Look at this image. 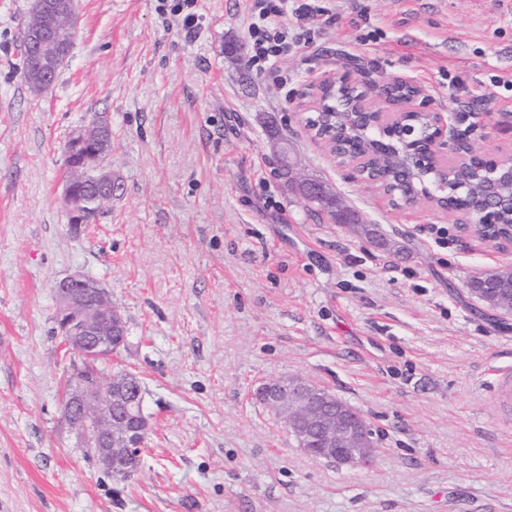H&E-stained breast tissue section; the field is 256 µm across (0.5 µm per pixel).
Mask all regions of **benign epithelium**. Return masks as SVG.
I'll return each mask as SVG.
<instances>
[{
    "label": "benign epithelium",
    "mask_w": 512,
    "mask_h": 512,
    "mask_svg": "<svg viewBox=\"0 0 512 512\" xmlns=\"http://www.w3.org/2000/svg\"><path fill=\"white\" fill-rule=\"evenodd\" d=\"M33 6L44 23L31 28L28 42L37 61V70L50 83L57 64L68 59L72 50L71 45L59 42L56 23L63 22L70 29H75L77 0H33ZM358 75L359 68L355 66L351 72L337 79L327 77L321 80L312 89L334 87L338 83L354 85L363 93L362 104L368 107L371 105L370 96L387 98L386 89L395 83L392 79L371 92ZM406 85L413 92L393 103L396 111L370 113L374 126L387 135L401 127L409 143L423 134L429 136L431 157H419L411 149L398 156L395 162L398 178L412 179L416 168L425 164L444 169L448 177L452 170L448 169L447 154L454 157L453 163L457 167L484 168L486 159L470 149L463 138L448 136L452 122L474 119L476 113L419 111L414 104L423 95V90L409 81ZM445 147L448 148L446 154L442 152ZM272 152L280 166L288 168L287 187L290 191L315 208L334 209L330 188L314 179L293 176L294 163L290 161L288 151L275 140L272 141ZM68 155L75 161V167L100 173L97 189L105 191L112 188L107 159L96 152L87 130L82 129L71 138ZM63 193L71 214V227L76 230L86 221L89 210L87 191L79 189L78 183L68 178L64 180ZM500 208L512 211V157L509 155L493 163L481 193L469 209L457 210L448 203L442 206L450 216H465L458 224L463 236L476 235L492 247L504 250L512 248V235L506 239L494 237L484 229L494 221V212ZM336 223L359 224L361 219L344 207L336 210ZM53 288L58 302L57 335L66 351L79 358L87 354L105 358L114 356L118 352L114 347V337L127 335L126 326L101 282L85 274H74L55 282ZM117 391L126 394L133 403L140 398L139 386L129 376L117 380L111 376L90 375L66 395L65 417L76 430L80 445L92 449L105 472L119 480L130 464L142 456L149 419L135 409L124 414L113 412L112 395ZM258 392L265 403L283 418L285 426L307 454L325 456L337 466L349 468L366 466L374 457L378 444L370 423L344 400L332 399L328 388L295 376L264 382ZM315 441L321 447H312Z\"/></svg>",
    "instance_id": "7a95c632"
}]
</instances>
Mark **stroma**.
Here are the masks:
<instances>
[{
  "mask_svg": "<svg viewBox=\"0 0 512 512\" xmlns=\"http://www.w3.org/2000/svg\"><path fill=\"white\" fill-rule=\"evenodd\" d=\"M176 2L77 0L71 56L34 97L18 53L31 0H0V512H512V423L488 404L492 367L512 368V316L468 286L512 267V251L462 237L434 203L392 205L300 107L309 85L356 65L371 83L420 86V110L468 99L470 146L512 154V87L491 85L512 77V8L321 0L332 25L261 75L246 63L245 0H194L191 33L162 9ZM98 117L117 191L74 234L64 146ZM273 130L399 252L289 193ZM75 272L126 322L105 370L145 387V452L122 483L64 416L53 285ZM285 376L362 411L379 437L369 466L297 446L253 395Z\"/></svg>",
  "mask_w": 512,
  "mask_h": 512,
  "instance_id": "1",
  "label": "stroma"
}]
</instances>
